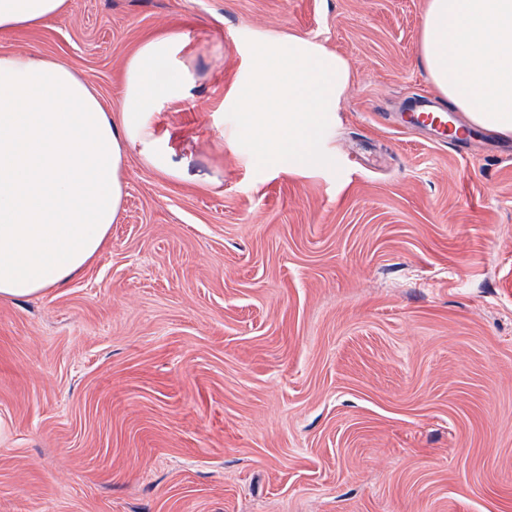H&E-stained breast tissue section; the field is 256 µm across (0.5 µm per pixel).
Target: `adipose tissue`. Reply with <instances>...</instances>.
I'll use <instances>...</instances> for the list:
<instances>
[{"label": "adipose tissue", "instance_id": "ef3b65f1", "mask_svg": "<svg viewBox=\"0 0 512 512\" xmlns=\"http://www.w3.org/2000/svg\"><path fill=\"white\" fill-rule=\"evenodd\" d=\"M68 0H0V33L37 28ZM178 33L144 41L129 58L119 111L92 84L38 53L0 54V300L58 288L102 251L126 195L125 160L183 178L152 123L184 96L170 64ZM420 60L439 94L469 123L512 138V0H428Z\"/></svg>", "mask_w": 512, "mask_h": 512}]
</instances>
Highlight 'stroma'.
Segmentation results:
<instances>
[{"label": "stroma", "mask_w": 512, "mask_h": 512, "mask_svg": "<svg viewBox=\"0 0 512 512\" xmlns=\"http://www.w3.org/2000/svg\"><path fill=\"white\" fill-rule=\"evenodd\" d=\"M427 0H69L0 35L121 108L135 49L186 37L126 158L104 250L0 301V512H512V147L458 155L402 115L435 95ZM347 58L335 168L222 145L250 37Z\"/></svg>", "instance_id": "1"}]
</instances>
